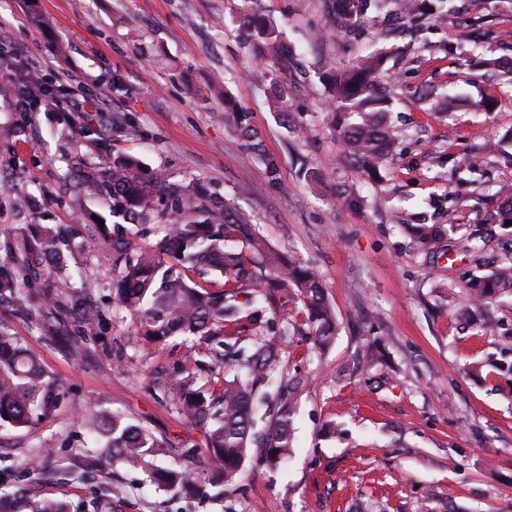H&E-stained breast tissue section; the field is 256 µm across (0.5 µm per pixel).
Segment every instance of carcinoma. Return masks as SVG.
Segmentation results:
<instances>
[{"mask_svg":"<svg viewBox=\"0 0 512 512\" xmlns=\"http://www.w3.org/2000/svg\"><path fill=\"white\" fill-rule=\"evenodd\" d=\"M452 0H404L409 13H446ZM340 21L354 24L368 8L367 0H332ZM248 39L277 46L278 29L243 13ZM384 60L370 54L356 65L324 75L332 91V112H354L342 139L349 154L369 175H375L395 145L388 120L389 100L379 85ZM20 108L35 112L49 90L35 76L15 86ZM86 141L102 133L86 119L74 130ZM512 145V133L479 146L463 163L451 168L458 182L481 183L486 153ZM73 188L109 209L112 238L104 249L112 261V291L131 315L135 334L161 346L175 336L206 345L239 374L224 379V389L207 398L194 378L176 371L164 388L177 398L187 424L204 431L201 463L211 480L232 487L240 479L249 449H259L274 469L293 448L298 396L305 379L284 365L277 340L299 335L318 348L336 334V315L319 275L292 255L273 249L249 217L224 198L192 183L174 184L144 168L127 153H116L102 165L79 163ZM496 210L483 214L484 224L512 221V188L501 186ZM411 232L424 249L445 232L443 224H414ZM158 236L155 244L143 240ZM71 231L58 224H19L0 234V307L12 306L30 319L40 336L70 358L83 361L94 354L87 332L106 323L97 303L76 288L66 252ZM512 297V257L489 276L472 279L456 313L471 317L487 304ZM251 331V346L240 345L238 333ZM274 379V392L259 393L257 384ZM66 393L49 376L10 326L0 319V427L29 429L56 417ZM86 431L101 444L100 454L112 462L142 470L149 480L175 493H193L199 474L192 466L155 467L152 460L172 441L114 416L85 415ZM27 512H70L68 505L18 490Z\"/></svg>","mask_w":512,"mask_h":512,"instance_id":"1","label":"carcinoma"}]
</instances>
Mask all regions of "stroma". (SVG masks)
Listing matches in <instances>:
<instances>
[{"label":"stroma","mask_w":512,"mask_h":512,"mask_svg":"<svg viewBox=\"0 0 512 512\" xmlns=\"http://www.w3.org/2000/svg\"><path fill=\"white\" fill-rule=\"evenodd\" d=\"M246 8L278 27L288 57L243 40ZM0 24L11 31L0 83L35 72L91 102L79 112L67 94L25 114L0 96V228L82 229L102 206L69 190L72 163L125 151L170 181L204 184L275 249L312 264L337 318L326 351L297 338L282 345L308 381L294 448L276 470L252 457L236 492L190 498L123 466L89 474L81 453L94 443L77 415L98 410L178 439L154 463L179 464L202 455L203 434L158 381L186 370L216 395L225 370L190 340L143 345L112 295L101 245L74 238L68 261L105 312L93 334L109 353L73 362L28 319L10 317L67 397L32 429L0 427L1 482L99 512H512V304L489 309L497 328L484 335L449 306L512 255V225L480 222L488 185L512 184V149L485 155L488 185L449 175L450 160L512 131V73L487 67L512 59V0H485L478 12L456 0L441 20L371 9L347 30L326 0H0ZM373 52L386 56L398 132L375 181L348 153L321 78ZM430 89L454 97L451 108L430 111L421 99ZM239 112L259 150L240 136ZM89 115L101 117L104 143L61 138ZM30 195L40 202L33 214L17 207ZM451 218L456 228L428 251L404 230ZM477 227L481 239L470 240ZM375 339L388 356L368 369ZM43 448L55 451L47 467L37 462Z\"/></svg>","instance_id":"stroma-1"}]
</instances>
